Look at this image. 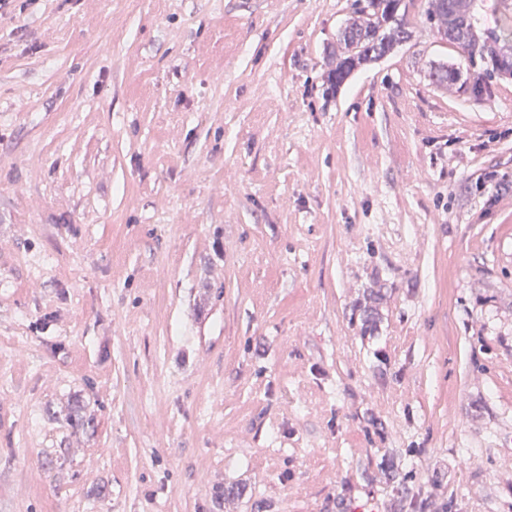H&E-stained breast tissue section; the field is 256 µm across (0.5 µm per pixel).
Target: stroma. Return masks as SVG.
<instances>
[{
  "label": "stroma",
  "instance_id": "1",
  "mask_svg": "<svg viewBox=\"0 0 512 512\" xmlns=\"http://www.w3.org/2000/svg\"><path fill=\"white\" fill-rule=\"evenodd\" d=\"M352 2L0 6V512H512V76ZM354 0L353 17L340 33L341 52L327 75L331 85L340 84L358 64L389 51L410 38L402 18H397L400 0Z\"/></svg>",
  "mask_w": 512,
  "mask_h": 512
}]
</instances>
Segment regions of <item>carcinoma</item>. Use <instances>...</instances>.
<instances>
[{"mask_svg":"<svg viewBox=\"0 0 512 512\" xmlns=\"http://www.w3.org/2000/svg\"><path fill=\"white\" fill-rule=\"evenodd\" d=\"M399 6L400 0H353V17L339 37V59L327 75L331 85L341 83L358 64L410 38L403 19L398 17ZM476 6L477 0H428L425 16L427 22L443 31L442 39L455 46L469 63L477 59L491 62V67L474 80V88L480 90L503 69L512 68V45L501 43V36L512 35V26L505 25L500 35L491 30L480 38ZM430 78L438 85L453 84L460 80L461 72L443 64L433 67Z\"/></svg>","mask_w":512,"mask_h":512,"instance_id":"cac0c4a2","label":"carcinoma"}]
</instances>
